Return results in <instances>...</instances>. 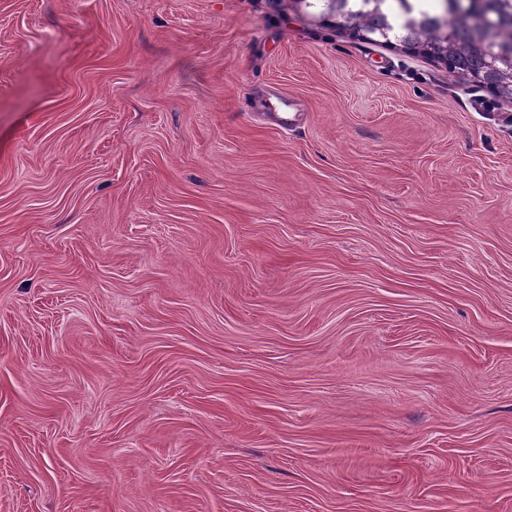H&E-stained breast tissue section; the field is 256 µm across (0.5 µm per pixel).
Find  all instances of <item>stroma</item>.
Wrapping results in <instances>:
<instances>
[{"mask_svg": "<svg viewBox=\"0 0 512 512\" xmlns=\"http://www.w3.org/2000/svg\"><path fill=\"white\" fill-rule=\"evenodd\" d=\"M0 512H512V102L293 0H0Z\"/></svg>", "mask_w": 512, "mask_h": 512, "instance_id": "35a3bbf8", "label": "stroma"}]
</instances>
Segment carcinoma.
Masks as SVG:
<instances>
[{"instance_id":"carcinoma-1","label":"carcinoma","mask_w":512,"mask_h":512,"mask_svg":"<svg viewBox=\"0 0 512 512\" xmlns=\"http://www.w3.org/2000/svg\"><path fill=\"white\" fill-rule=\"evenodd\" d=\"M423 0H325L322 21L359 40L387 36L399 27L413 54L448 66L458 83L485 88L512 101V0H442L432 15Z\"/></svg>"}]
</instances>
